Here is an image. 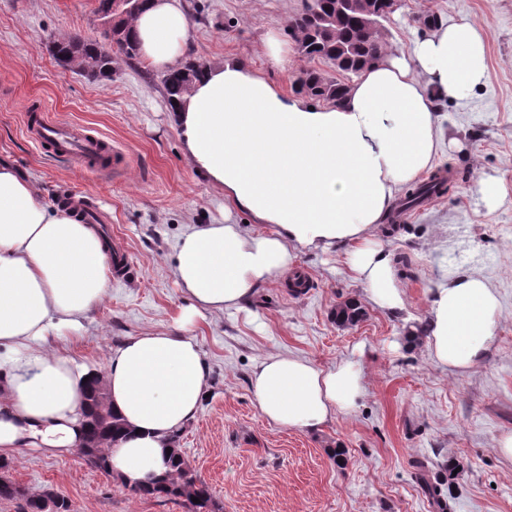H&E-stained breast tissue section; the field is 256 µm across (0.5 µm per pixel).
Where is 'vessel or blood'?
Instances as JSON below:
<instances>
[{"label":"vessel or blood","mask_w":512,"mask_h":512,"mask_svg":"<svg viewBox=\"0 0 512 512\" xmlns=\"http://www.w3.org/2000/svg\"><path fill=\"white\" fill-rule=\"evenodd\" d=\"M24 130L34 143L47 147L55 156L79 159L88 171H96L107 162L116 168L125 163L124 155L111 141L83 124L54 120L38 101L25 109Z\"/></svg>","instance_id":"vessel-or-blood-1"}]
</instances>
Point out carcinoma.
Instances as JSON below:
<instances>
[{"instance_id":"cac0c4a2","label":"carcinoma","mask_w":512,"mask_h":512,"mask_svg":"<svg viewBox=\"0 0 512 512\" xmlns=\"http://www.w3.org/2000/svg\"><path fill=\"white\" fill-rule=\"evenodd\" d=\"M148 0H140L134 12H114L117 22L113 29L114 45L108 51L98 41H86L78 36L56 39L57 49L62 54L72 51L74 45H81L78 64L91 59L100 74L115 71L118 60L132 62L138 58L137 42L131 29V21L142 11ZM341 0H310L304 10L288 20V29L296 37L299 53L307 60L329 63L337 71L359 75L365 68L377 63L384 50L382 32L385 24L391 21L390 0H362L357 7L339 9ZM184 70L173 68L162 78L161 83L168 102H173L184 94L200 76L204 64L187 62ZM295 92L313 101L340 103L346 95L347 83L325 75L316 68L300 70L295 82ZM452 187L449 177L442 170L432 172L422 184L411 186L403 192L401 205L412 207L430 195H444ZM364 311L356 302L348 301L336 308V321L355 325L362 320ZM85 440L91 444L87 449L91 466L110 472L104 444L121 437L124 428L112 411L100 415L92 411L85 415ZM421 489L432 506L446 512L445 502L437 483L431 480L429 467L417 463ZM131 491L139 496L153 498L181 499L189 512H218V507L209 486L201 480L190 466L181 448L172 449L166 461L164 474L142 485L130 484ZM200 499L195 503L191 497ZM0 500H22V512H72L71 504L65 497L51 489L36 496L27 495L18 484L11 480L0 481Z\"/></svg>"}]
</instances>
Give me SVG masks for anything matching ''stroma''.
<instances>
[{
  "label": "stroma",
  "instance_id": "stroma-1",
  "mask_svg": "<svg viewBox=\"0 0 512 512\" xmlns=\"http://www.w3.org/2000/svg\"><path fill=\"white\" fill-rule=\"evenodd\" d=\"M305 0H186L192 26L189 59L218 63L244 55L266 68L268 31L289 38L288 20ZM97 0H0V162L36 184L42 201L62 208L64 191L86 196L107 217L113 243L132 272L111 278L107 300L83 320L73 347L99 363L124 337L168 328L185 300L173 266L181 235L220 220L222 194L187 163L160 74L142 62H118L111 79L92 80L60 65L50 38L101 39ZM462 16L486 33L484 85L439 105L443 127L460 143L433 165L449 170L448 194L399 213L380 238L392 251L405 309L393 314L365 300L348 272L345 250L299 254L293 269L260 286L240 310L206 314L195 334L211 370V394L182 432L180 446L210 487L221 512H433L416 478L427 462L452 512H512V458L494 446L512 432V0H403L383 33L387 51L428 35L421 20ZM308 61L293 53L270 80L292 90ZM42 99L60 122H80L120 147L128 164L117 174L90 173L39 149L22 113ZM505 185L487 210L482 176ZM485 278L501 301L498 338L473 369L453 373L430 358L424 337L407 341L424 321L430 290L443 276ZM361 302L356 325L336 321V308ZM289 353L324 368L357 361L365 395L358 408L307 432L268 423L249 390L265 357ZM344 451L336 466L333 449ZM9 477L28 493L52 488L73 512H188L183 501L133 494L77 454L56 457L23 448Z\"/></svg>",
  "mask_w": 512,
  "mask_h": 512
}]
</instances>
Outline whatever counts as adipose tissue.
Wrapping results in <instances>:
<instances>
[{
	"label": "adipose tissue",
	"mask_w": 512,
	"mask_h": 512,
	"mask_svg": "<svg viewBox=\"0 0 512 512\" xmlns=\"http://www.w3.org/2000/svg\"><path fill=\"white\" fill-rule=\"evenodd\" d=\"M139 56L165 70L189 51L183 0H148L132 22ZM485 32L462 18L386 53L338 104L285 92L248 61L206 65L175 109L184 156L224 195V213H248L272 230L196 224L174 267L188 298L167 330L125 337L91 367L53 343L109 295L108 244L96 224L50 211L32 182L0 165V456L34 444L63 456L84 436L86 381L97 377L125 434L107 446L122 481L160 472L175 436L192 422L211 372L190 328L203 313L239 309L301 252L349 251L366 298L402 310L391 254L376 231L399 188L416 182L445 141L433 103L457 99L487 76ZM500 301L482 277L458 275L431 292L419 333L432 361L465 372L496 339ZM270 424L315 430L353 411L365 387L359 364L331 368L277 354L250 378Z\"/></svg>",
	"instance_id": "obj_1"
}]
</instances>
